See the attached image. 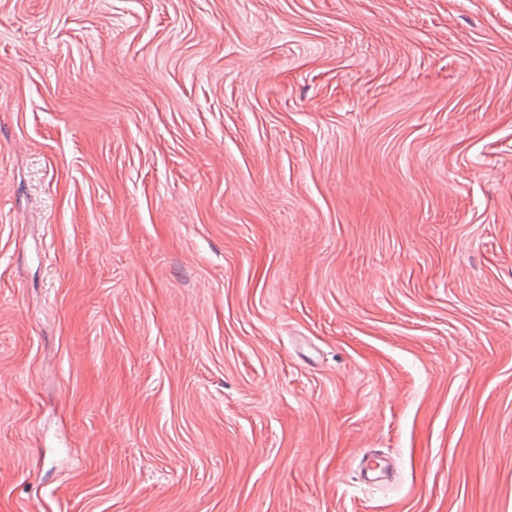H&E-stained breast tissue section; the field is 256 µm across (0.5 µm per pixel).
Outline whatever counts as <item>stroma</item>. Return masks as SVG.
<instances>
[{
	"label": "stroma",
	"instance_id": "35a3bbf8",
	"mask_svg": "<svg viewBox=\"0 0 512 512\" xmlns=\"http://www.w3.org/2000/svg\"><path fill=\"white\" fill-rule=\"evenodd\" d=\"M0 512H512V0H0Z\"/></svg>",
	"mask_w": 512,
	"mask_h": 512
}]
</instances>
